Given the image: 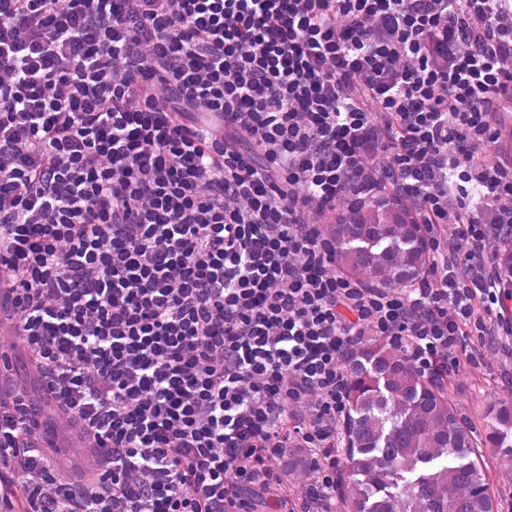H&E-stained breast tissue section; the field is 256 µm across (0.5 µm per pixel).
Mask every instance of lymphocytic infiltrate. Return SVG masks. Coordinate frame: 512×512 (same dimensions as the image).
<instances>
[{
  "label": "lymphocytic infiltrate",
  "mask_w": 512,
  "mask_h": 512,
  "mask_svg": "<svg viewBox=\"0 0 512 512\" xmlns=\"http://www.w3.org/2000/svg\"><path fill=\"white\" fill-rule=\"evenodd\" d=\"M509 84L512 0H0V294L96 466L61 480L0 392V512H247L293 437L331 512L358 336L439 378L476 308L505 318ZM388 190L476 273L436 246L398 292L336 274L308 214ZM456 227L454 224H447V227L443 226L438 238L440 239L442 249L448 253V257L457 258L462 266L468 251V245L459 236ZM510 238H512V229H511V231H495V234L493 235L492 240H491V248L489 251V253L491 255L490 257L494 263V266L496 267V270L499 272V274L501 275V277L503 279V281H502L503 284H504V282H507V284L509 285L507 287L506 284H504L507 288H502V291H501V294H508L510 296V299H508L506 297L503 298L506 309L509 314H510V311L512 310V284H511L510 278L505 277L503 275V272L500 269L498 254H499L500 250L502 249V247L510 241Z\"/></svg>",
  "instance_id": "f902f5d3"
}]
</instances>
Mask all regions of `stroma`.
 Instances as JSON below:
<instances>
[{
    "instance_id": "1",
    "label": "stroma",
    "mask_w": 512,
    "mask_h": 512,
    "mask_svg": "<svg viewBox=\"0 0 512 512\" xmlns=\"http://www.w3.org/2000/svg\"><path fill=\"white\" fill-rule=\"evenodd\" d=\"M7 340L8 384L23 383L33 397H40L42 382L35 372L29 352L11 329L9 323L0 324V340ZM458 362L449 366L443 377L445 392L461 417L474 431L478 454L483 465L497 512H512V444L508 433L506 447H498L487 439L494 419L492 403L512 405V334L507 333L498 320L487 321L484 332H470L457 348ZM47 422L45 435L55 442L50 460L61 478L76 479L95 474V462L89 449L81 447L77 436L53 407H45ZM308 449L292 447L278 461L281 476L278 497L259 495L247 490L252 512H280L282 503L297 506L316 485L318 474L312 465Z\"/></svg>"
}]
</instances>
